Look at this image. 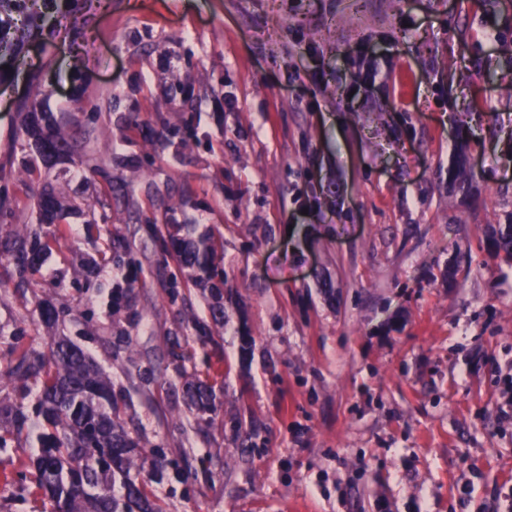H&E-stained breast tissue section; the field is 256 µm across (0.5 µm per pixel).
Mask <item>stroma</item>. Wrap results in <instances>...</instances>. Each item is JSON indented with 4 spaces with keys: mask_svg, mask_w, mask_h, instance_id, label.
I'll return each instance as SVG.
<instances>
[{
    "mask_svg": "<svg viewBox=\"0 0 512 512\" xmlns=\"http://www.w3.org/2000/svg\"><path fill=\"white\" fill-rule=\"evenodd\" d=\"M23 59L0 88L9 190L18 98L115 97L93 155L135 190L112 203L132 260L85 289L75 224L36 280L63 281L65 334L163 453L166 512H505L512 261L488 236L512 218V0H79ZM188 119L182 153L157 142ZM170 207L224 236L208 343L183 316L204 298L171 300L144 230ZM210 365L224 389L198 421L183 375ZM30 469L0 454V512H38Z\"/></svg>",
    "mask_w": 512,
    "mask_h": 512,
    "instance_id": "stroma-1",
    "label": "stroma"
}]
</instances>
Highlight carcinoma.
<instances>
[{
	"label": "carcinoma",
	"instance_id": "cac0c4a2",
	"mask_svg": "<svg viewBox=\"0 0 512 512\" xmlns=\"http://www.w3.org/2000/svg\"><path fill=\"white\" fill-rule=\"evenodd\" d=\"M62 2L77 0H0V84L8 78L5 66L18 59L26 39L36 31H54L64 15ZM81 101L82 97H73L63 112L48 110L43 99L18 103L20 132L26 137L20 145L18 166L25 181L19 195L0 188V227L20 211L29 231L0 233V259L7 262L0 272V288L7 280L18 288L30 287L43 264L70 249V217L82 220L86 237L94 242V252L82 264L86 287H91V277L99 269L124 261L108 227L112 223L109 166L95 161L87 151L112 124V95L100 94L88 111ZM77 158L85 164L83 182L95 193L85 203L63 199L52 186V179L67 173L62 168L51 174L55 166ZM182 228L171 223L166 211L149 220L159 261H175L188 283L213 279L219 238L211 228L196 238L184 237ZM491 245L493 256L512 261V220L493 233ZM208 310L209 323L189 319L203 343L212 339L211 325L224 323L226 317L219 296L213 297ZM75 316V307L46 297L34 300L26 320L53 328ZM22 335L16 326L9 329L0 324V337H13L11 360L3 374L20 396L18 400L0 397V453L22 448L20 440L32 435L23 399L34 395L39 432L30 482L42 512H164L149 486L160 479L164 458L151 462L148 471L139 462L143 445L128 429L109 377L62 332L46 336L41 350L20 344ZM219 378V372L210 367L202 376L183 377L182 391L196 419L215 412Z\"/></svg>",
	"mask_w": 512,
	"mask_h": 512
}]
</instances>
